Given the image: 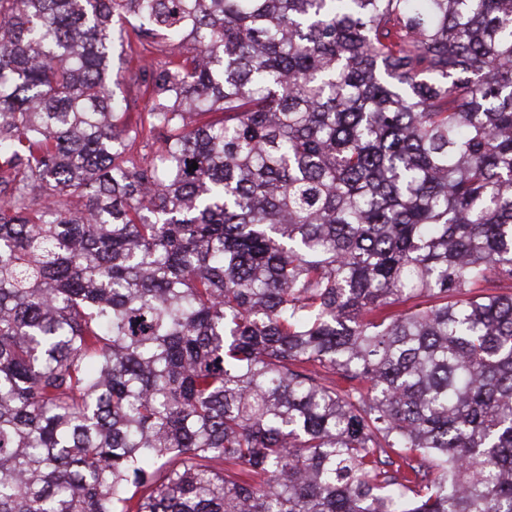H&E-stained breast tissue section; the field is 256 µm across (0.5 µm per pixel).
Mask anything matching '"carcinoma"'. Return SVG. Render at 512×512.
<instances>
[{
  "label": "carcinoma",
  "instance_id": "carcinoma-1",
  "mask_svg": "<svg viewBox=\"0 0 512 512\" xmlns=\"http://www.w3.org/2000/svg\"><path fill=\"white\" fill-rule=\"evenodd\" d=\"M0 512H512V0H0Z\"/></svg>",
  "mask_w": 512,
  "mask_h": 512
}]
</instances>
